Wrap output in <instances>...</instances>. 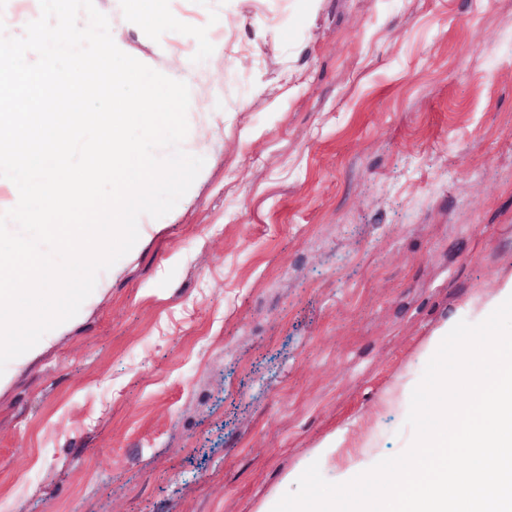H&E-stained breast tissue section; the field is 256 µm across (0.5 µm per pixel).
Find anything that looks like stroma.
Listing matches in <instances>:
<instances>
[{"instance_id":"stroma-1","label":"stroma","mask_w":512,"mask_h":512,"mask_svg":"<svg viewBox=\"0 0 512 512\" xmlns=\"http://www.w3.org/2000/svg\"><path fill=\"white\" fill-rule=\"evenodd\" d=\"M223 40L189 191L0 375V512H259L328 434L412 446L435 329L512 274V0H169ZM127 54L174 76L94 0ZM232 18L210 27V10Z\"/></svg>"}]
</instances>
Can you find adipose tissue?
Instances as JSON below:
<instances>
[{
    "instance_id": "ef3b65f1",
    "label": "adipose tissue",
    "mask_w": 512,
    "mask_h": 512,
    "mask_svg": "<svg viewBox=\"0 0 512 512\" xmlns=\"http://www.w3.org/2000/svg\"><path fill=\"white\" fill-rule=\"evenodd\" d=\"M477 348L460 346L449 373L453 323L436 329L422 354L434 358L433 401L413 448L389 460L353 447L346 432L327 435L312 459L335 473L318 497L285 510L269 498L260 512H512V275L473 310Z\"/></svg>"
}]
</instances>
